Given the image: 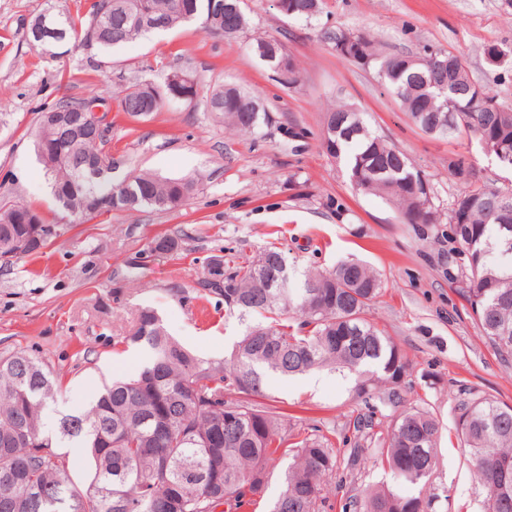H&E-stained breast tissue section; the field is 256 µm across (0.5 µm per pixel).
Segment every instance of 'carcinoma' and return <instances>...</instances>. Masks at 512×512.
Masks as SVG:
<instances>
[{"label": "carcinoma", "instance_id": "cac0c4a2", "mask_svg": "<svg viewBox=\"0 0 512 512\" xmlns=\"http://www.w3.org/2000/svg\"><path fill=\"white\" fill-rule=\"evenodd\" d=\"M97 0L84 27L86 42L110 52L136 38L193 22L206 33L235 37L250 23L246 0ZM294 17L311 19L321 0H295ZM59 39L46 55L61 54L75 23L61 11ZM349 35L362 46L365 66L400 101L412 123L435 137L476 139L492 155L512 158V108L497 100L493 88L477 84L461 53L426 47L415 58L383 55L369 35L338 30L327 34L336 46ZM278 57L264 61L271 70L285 54L278 41L257 38L253 54L266 43ZM445 53L453 59L454 83L448 71L425 61ZM249 99L236 87L215 90L206 100L239 131H254L269 122L264 109L239 107L233 97ZM167 86L149 80L121 91L120 106L143 119L159 111ZM86 99L63 98L39 118L36 152L55 200L85 220L112 210L170 209L194 191L186 179L132 175L112 182V167L103 174L83 169L74 174L70 155L92 157L104 144L86 135L58 156L43 153L57 140L51 113L66 112ZM323 135L327 153L339 159L351 184L401 208L406 224H426L439 214L434 192L417 195L420 181L408 156L370 129L355 109L339 106L326 112ZM27 206L0 211V263L9 265L30 246L16 252L12 242L30 233ZM448 224L463 256L459 292L488 342L512 355V243L503 229L512 227V191L476 187L448 204ZM274 276L286 288H268ZM205 286L224 294L231 313L244 318L260 314L265 322L250 326L230 358L207 362L170 336L151 308L139 311L126 341L147 355L134 376L116 380L86 411L59 418L56 429H44L43 413L58 388L48 365L22 351L0 356V512H242L262 501L270 469L287 462L282 490L269 512H329L332 498L361 461L387 468L396 478L389 488L346 497L343 512H435L438 495H424L438 464L440 423L427 408L407 402L406 355L369 321L366 313L380 296L378 273L359 260H343L330 271L309 272L296 280L277 247L262 250L246 266L211 275ZM320 367L355 376V391L364 411L354 419L359 441L347 456L319 426L298 442L288 438V418L274 407L258 409L265 396V373L303 374ZM241 395L228 400L225 394ZM390 419L386 432H375L377 417ZM25 428L28 439L17 438ZM455 429L468 448L479 492L488 512H512V406L487 396L466 393L458 404ZM76 443L91 463L88 484L78 487L66 455L55 442Z\"/></svg>", "mask_w": 512, "mask_h": 512}]
</instances>
